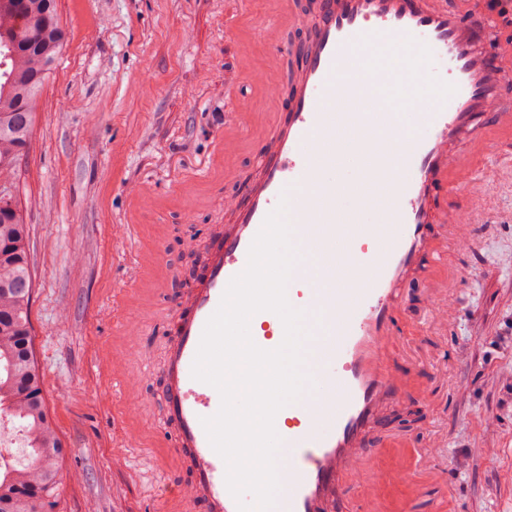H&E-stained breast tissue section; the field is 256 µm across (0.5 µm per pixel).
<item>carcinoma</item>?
Instances as JSON below:
<instances>
[{"mask_svg":"<svg viewBox=\"0 0 512 512\" xmlns=\"http://www.w3.org/2000/svg\"><path fill=\"white\" fill-rule=\"evenodd\" d=\"M63 46L56 0H0V409L22 423L31 458L18 474L0 469V512H55L66 454L34 354L29 227L14 182Z\"/></svg>","mask_w":512,"mask_h":512,"instance_id":"obj_1","label":"carcinoma"}]
</instances>
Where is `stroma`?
<instances>
[{
    "instance_id": "1",
    "label": "stroma",
    "mask_w": 512,
    "mask_h": 512,
    "mask_svg": "<svg viewBox=\"0 0 512 512\" xmlns=\"http://www.w3.org/2000/svg\"><path fill=\"white\" fill-rule=\"evenodd\" d=\"M60 64L42 94L17 174L35 278L31 321L44 394L65 443L57 512H169L163 481L187 474L156 460L173 430L162 400L175 298L191 288L196 253L230 222L272 115L245 118L232 157L229 89L244 65L224 32L240 0H57ZM512 148L488 147L486 212L449 264L466 278L423 326L411 292L397 314L391 364L415 369L422 393L386 404L376 433L411 435L420 492L410 512H512ZM205 178H197L198 169ZM131 227L132 242L114 235ZM112 344L121 371L103 375Z\"/></svg>"
}]
</instances>
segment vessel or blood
I'll use <instances>...</instances> for the list:
<instances>
[{"instance_id":"b4317fda","label":"vessel or blood","mask_w":512,"mask_h":512,"mask_svg":"<svg viewBox=\"0 0 512 512\" xmlns=\"http://www.w3.org/2000/svg\"><path fill=\"white\" fill-rule=\"evenodd\" d=\"M305 32L290 93L266 71L250 76L272 89V131L244 194L226 202L233 225L211 243L194 288L173 303L178 325L163 398L175 439L165 454L190 473L199 512H238L239 503L254 501L249 494L235 500L226 486V464L201 424L217 413L220 394L193 378L192 365L208 319L283 200L293 242L305 250L287 298L316 317L320 389L315 401L292 403L275 417L282 483L273 512H323L350 481L361 486L359 512H405L385 490L413 482V469L390 464L411 439L368 441L382 407L408 389L388 360L396 314L422 256L443 264L466 242L456 232L462 215L442 210L441 196L464 191L466 211L482 216L484 145L512 141V101L504 99L512 38L496 0H319ZM412 79L420 109L409 136L375 91ZM250 333L273 350L284 326L261 311ZM368 447L385 463L376 479L359 472Z\"/></svg>"}]
</instances>
